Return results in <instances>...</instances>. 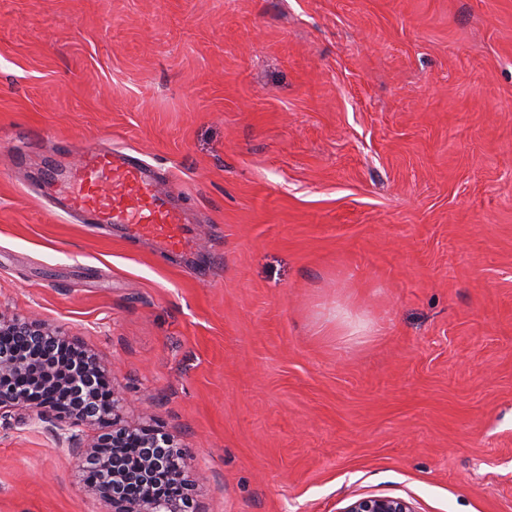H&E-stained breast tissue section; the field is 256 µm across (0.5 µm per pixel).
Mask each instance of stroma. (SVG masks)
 I'll use <instances>...</instances> for the list:
<instances>
[{
  "label": "stroma",
  "instance_id": "stroma-1",
  "mask_svg": "<svg viewBox=\"0 0 512 512\" xmlns=\"http://www.w3.org/2000/svg\"><path fill=\"white\" fill-rule=\"evenodd\" d=\"M128 148L187 260L42 195ZM0 308L182 443L197 512H512V0H0ZM0 512H112L27 413ZM343 512H415L412 504L397 497H364L351 503Z\"/></svg>",
  "mask_w": 512,
  "mask_h": 512
}]
</instances>
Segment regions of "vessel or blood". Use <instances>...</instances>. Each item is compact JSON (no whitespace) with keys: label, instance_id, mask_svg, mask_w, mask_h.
I'll return each mask as SVG.
<instances>
[{"label":"vessel or blood","instance_id":"1","mask_svg":"<svg viewBox=\"0 0 512 512\" xmlns=\"http://www.w3.org/2000/svg\"><path fill=\"white\" fill-rule=\"evenodd\" d=\"M55 191L63 212L93 224L124 225L129 237L149 239L160 252L196 248L191 219L176 194L160 188L150 165L121 149L85 151Z\"/></svg>","mask_w":512,"mask_h":512}]
</instances>
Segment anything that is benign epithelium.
Segmentation results:
<instances>
[{
	"label": "benign epithelium",
	"mask_w": 512,
	"mask_h": 512,
	"mask_svg": "<svg viewBox=\"0 0 512 512\" xmlns=\"http://www.w3.org/2000/svg\"><path fill=\"white\" fill-rule=\"evenodd\" d=\"M14 336L19 349L0 351V415L25 408L29 422L44 424L59 443L76 445L79 471L87 489L110 502L112 512H195L193 480L187 455L173 437L157 427L122 420V392L103 389L105 369L89 353L54 369L45 363L58 344L75 346L65 334L36 318L10 316L0 310V336ZM142 453L135 460L127 448ZM177 488L174 497H132L130 484L157 480ZM344 512H415L412 504L397 497H364Z\"/></svg>",
	"instance_id": "7a95c632"
}]
</instances>
